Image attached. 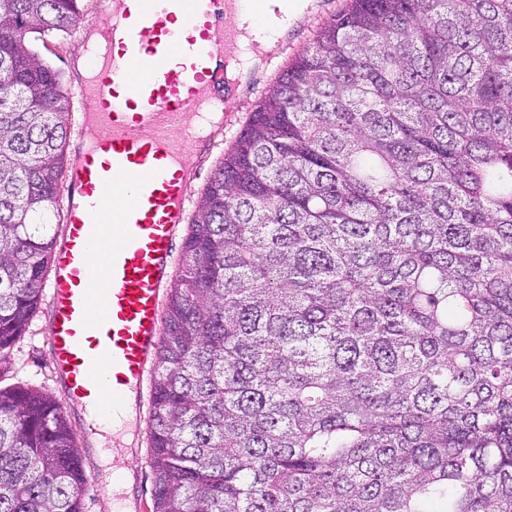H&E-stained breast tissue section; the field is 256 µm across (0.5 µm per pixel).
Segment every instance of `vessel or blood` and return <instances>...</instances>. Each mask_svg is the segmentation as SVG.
Wrapping results in <instances>:
<instances>
[{"mask_svg":"<svg viewBox=\"0 0 512 512\" xmlns=\"http://www.w3.org/2000/svg\"><path fill=\"white\" fill-rule=\"evenodd\" d=\"M242 0H104L87 20L92 75L77 95L102 103L80 155L51 265L49 345L67 404L123 403L154 366L162 296L209 106L224 99L215 60L245 50ZM104 251L106 276L89 250Z\"/></svg>","mask_w":512,"mask_h":512,"instance_id":"vessel-or-blood-1","label":"vessel or blood"}]
</instances>
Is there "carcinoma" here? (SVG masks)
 I'll use <instances>...</instances> for the list:
<instances>
[{"label":"carcinoma","mask_w":512,"mask_h":512,"mask_svg":"<svg viewBox=\"0 0 512 512\" xmlns=\"http://www.w3.org/2000/svg\"><path fill=\"white\" fill-rule=\"evenodd\" d=\"M0 0V364L61 226L69 92ZM153 512H512V0H346L199 197L156 351ZM0 387V512H83Z\"/></svg>","instance_id":"carcinoma-1"}]
</instances>
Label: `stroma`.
<instances>
[{
	"instance_id": "1",
	"label": "stroma",
	"mask_w": 512,
	"mask_h": 512,
	"mask_svg": "<svg viewBox=\"0 0 512 512\" xmlns=\"http://www.w3.org/2000/svg\"><path fill=\"white\" fill-rule=\"evenodd\" d=\"M343 4L344 0H319L318 6L301 9L299 27L288 40L278 41L274 48V58L256 66L246 84L232 88L226 95L223 108L224 130L217 137L209 157L195 164L198 178L193 188L194 193L203 191L212 172L255 109L260 92L272 85L289 60L312 42L323 21L336 14ZM81 46V32L76 29L68 34L46 36L45 44L40 48L41 54L63 72L71 87L81 82L80 76L73 71V60ZM48 335L46 311L41 308L33 316L26 333L9 350L6 365L0 370L1 387L23 386L61 397V386L47 342ZM151 399L152 384L147 381L138 394L132 421L114 429L91 425L84 410H77L71 425L77 434L78 446L85 448L90 459L86 467L84 512H108L111 502L121 499L124 492L123 487L111 483V473L132 467L139 474L138 499L134 506L137 512H152L153 476L147 440Z\"/></svg>"
}]
</instances>
